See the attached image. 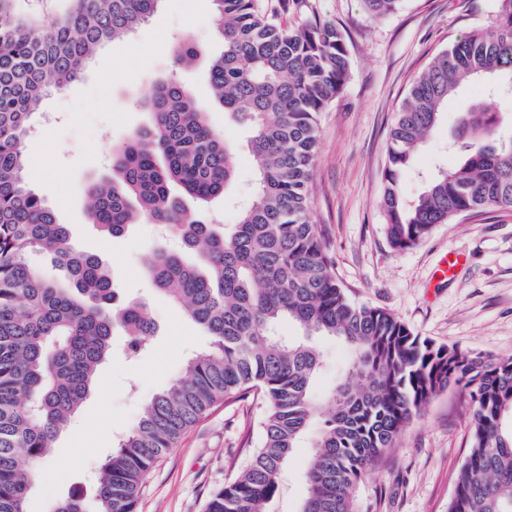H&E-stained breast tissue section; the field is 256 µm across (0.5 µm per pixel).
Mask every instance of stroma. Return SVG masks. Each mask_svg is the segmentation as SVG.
Masks as SVG:
<instances>
[{
  "label": "stroma",
  "mask_w": 512,
  "mask_h": 512,
  "mask_svg": "<svg viewBox=\"0 0 512 512\" xmlns=\"http://www.w3.org/2000/svg\"><path fill=\"white\" fill-rule=\"evenodd\" d=\"M496 12L497 0H401L394 13L375 19L359 0H300L283 19L334 25L348 48L350 78L322 114L309 199L337 280L352 300L388 310L414 334L474 354L509 356L512 209L436 225L419 245L397 251L388 243L380 206L389 131L412 83L465 33L493 25ZM212 14L211 0H161L149 21L121 44L100 47L82 80L49 92L32 116L29 187L68 225L79 248L108 263L121 298L147 303L157 334L135 358L123 337L114 339L94 392L52 445L28 512H50L54 500L74 491L95 512L90 476L137 422L144 404L183 376L190 355L211 346L210 336L155 293L144 276V261L160 242L156 224L142 219L121 235H102L89 220L83 188L111 177L113 144L148 125L144 99L157 79L175 73L198 102L208 104V122L240 148L227 199L209 206L220 223H237V204L252 195L255 179L246 135L225 119L205 77L209 57L222 50ZM184 33L203 54L177 66L175 40ZM457 122L456 107H448L403 176L407 198L421 193L426 175L460 160V153L448 149ZM449 254L464 261L453 277L437 281L438 265ZM264 411L251 395L214 406L151 471L139 512H205L212 492L233 480L257 448ZM470 412L466 390L435 396L358 483L356 512H448L469 446ZM310 453L307 447L295 450L270 512H298L307 494Z\"/></svg>",
  "instance_id": "obj_1"
}]
</instances>
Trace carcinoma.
I'll return each mask as SVG.
<instances>
[{
  "label": "carcinoma",
  "mask_w": 512,
  "mask_h": 512,
  "mask_svg": "<svg viewBox=\"0 0 512 512\" xmlns=\"http://www.w3.org/2000/svg\"><path fill=\"white\" fill-rule=\"evenodd\" d=\"M160 0H69L48 23L0 22V512L27 499L58 434L93 391L114 331L131 355L155 335L147 306L118 302L108 265L74 246L67 225L29 188L24 144L30 117L52 90L79 81L94 52L117 43ZM374 18L400 0H360ZM223 50L207 80L224 112L248 128L255 192L238 222L191 216L224 196L238 154L176 75L145 100L151 123L112 146V178L87 187L89 217L106 235L145 218L166 228L145 277L212 338L185 374L146 404L99 468L95 512H138L140 488L180 436L216 403L254 393L264 402L261 441L241 473L214 491L206 512H268L296 448L309 441L307 495L299 512H354L363 474L432 398L469 389L471 444L448 512H512V356L473 355L415 335L389 311L353 301L336 280L308 214L320 120L348 81L341 33L320 22L288 25L260 0H212ZM189 35L174 63L197 57ZM485 80L512 86V0L494 25L457 39L414 81L389 132L381 206L396 250L437 224L484 209H512V109L459 102L461 161L404 199L401 177L448 99ZM52 256L65 277L30 263ZM288 322L299 336L280 332ZM345 343L350 358L325 400L313 393L323 367L318 340ZM53 512H87L73 492Z\"/></svg>",
  "instance_id": "carcinoma-1"
}]
</instances>
